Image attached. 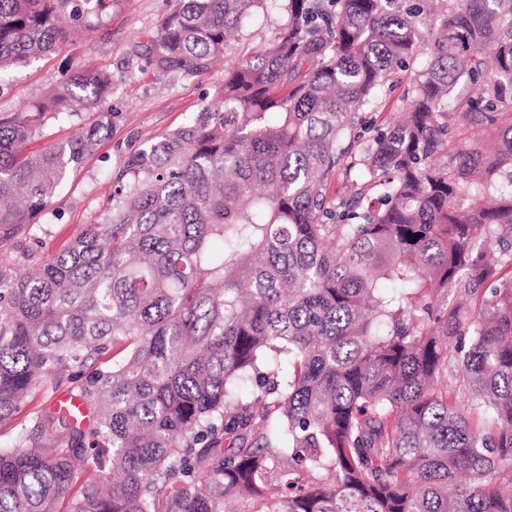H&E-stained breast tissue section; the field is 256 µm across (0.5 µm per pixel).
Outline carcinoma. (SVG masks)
<instances>
[{
    "mask_svg": "<svg viewBox=\"0 0 512 512\" xmlns=\"http://www.w3.org/2000/svg\"><path fill=\"white\" fill-rule=\"evenodd\" d=\"M264 2L177 0L141 57L198 77ZM272 2L265 51L55 254L18 241L109 136L114 78L0 117V422L51 399L0 448V512H512V0ZM126 3L0 0V77ZM407 80L405 78L404 83L401 86H397L393 89L385 88L380 97V107L374 112L367 114V119H371L377 126L387 124L393 114L398 112L402 106V95L403 91L407 86ZM75 129L69 123L49 122L43 129L42 136L36 137L30 148L36 150L50 144L69 140L73 136Z\"/></svg>",
    "mask_w": 512,
    "mask_h": 512,
    "instance_id": "obj_1",
    "label": "carcinoma"
}]
</instances>
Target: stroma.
Instances as JSON below:
<instances>
[{"label": "stroma", "instance_id": "stroma-1", "mask_svg": "<svg viewBox=\"0 0 512 512\" xmlns=\"http://www.w3.org/2000/svg\"><path fill=\"white\" fill-rule=\"evenodd\" d=\"M176 0H128L91 29L48 57L14 71L0 82V114L45 100L64 75L76 71L112 73L114 85L105 109L112 114V134L97 152L70 169L39 223L46 232L27 247L47 254L66 246L87 224L96 223L109 193L110 176L135 151L184 125L204 104L215 100L224 84V66L184 80L158 77L134 54V45L153 33ZM286 21L276 7L258 10L224 46V56L239 60L262 52Z\"/></svg>", "mask_w": 512, "mask_h": 512}]
</instances>
